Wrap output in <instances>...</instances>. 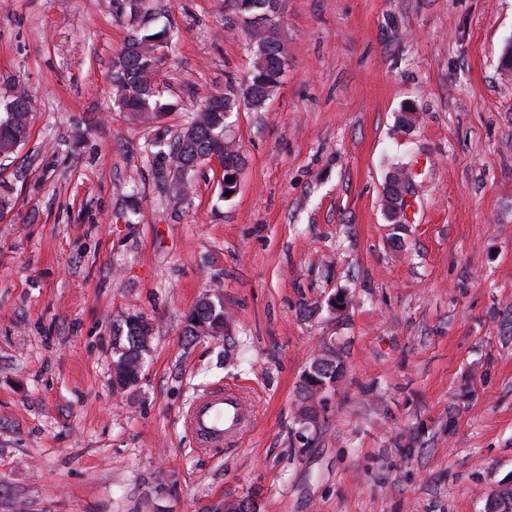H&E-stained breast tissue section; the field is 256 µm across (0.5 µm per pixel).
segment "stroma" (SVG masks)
I'll use <instances>...</instances> for the list:
<instances>
[{
  "mask_svg": "<svg viewBox=\"0 0 512 512\" xmlns=\"http://www.w3.org/2000/svg\"><path fill=\"white\" fill-rule=\"evenodd\" d=\"M144 7L177 31L157 127L112 99V0H0V105L36 103L0 161V512H486L512 486V0H283L280 82L229 117L235 194L207 161L178 206L144 147L253 46L228 0ZM213 292L223 335L186 341ZM132 314L152 338L120 393ZM330 342L343 369L305 424ZM225 386L253 423L198 447L185 415ZM319 355V367H321L322 373L316 375L318 379L326 383V386L333 385L336 383L337 375L342 367L341 356L339 355L338 352H336V348L332 345L325 346L323 348V353L319 351L314 355L308 368L305 370L304 376L311 383V387L313 388L315 398L326 389L324 383H319L318 381H316L313 378L312 374V372L316 369L318 365ZM307 379L303 378L302 385L300 386V400L301 403L303 404V406L300 408V415L303 420H311L314 419L315 417L312 406L308 404L311 397V393L310 384L307 381Z\"/></svg>",
  "mask_w": 512,
  "mask_h": 512,
  "instance_id": "stroma-1",
  "label": "stroma"
}]
</instances>
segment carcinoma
I'll return each mask as SVG.
<instances>
[{
    "label": "carcinoma",
    "mask_w": 512,
    "mask_h": 512,
    "mask_svg": "<svg viewBox=\"0 0 512 512\" xmlns=\"http://www.w3.org/2000/svg\"><path fill=\"white\" fill-rule=\"evenodd\" d=\"M283 0H230L241 27L252 29L257 23L265 24L268 35L254 45L255 61L247 81L239 86L232 83L224 89V94L210 100L204 108L194 112L176 134L174 143L164 148L160 141L149 144L152 155L153 175L157 183L171 191L172 199L182 203L190 192L191 184L187 175L212 152L220 149L224 153V166H240L242 157L238 149L224 148L226 117L238 105L258 110L268 99L270 92L279 83L285 58V46L275 18L280 8L273 4ZM156 19L150 18L140 25L139 31L130 36L126 46L116 54L112 62V92L119 108L136 115L147 125L159 123L173 104L162 101V95L153 84V75L159 59L156 48L164 43L172 46L175 34L171 27L152 26ZM6 118L0 121V157H10L28 135L30 119L34 111L33 99L24 91H19L5 106ZM126 350L130 368L128 378L113 379V385L120 388L134 387L141 377L136 361L139 358L141 336L146 327L137 323L126 324ZM185 335L200 336L224 335V304L213 295L210 301H199L187 317ZM322 372L318 379L326 385L336 383L342 367L341 356L334 346H326L320 355ZM310 384L302 380L300 400L303 406L300 415L304 420L315 417L309 404Z\"/></svg>",
    "instance_id": "1"
}]
</instances>
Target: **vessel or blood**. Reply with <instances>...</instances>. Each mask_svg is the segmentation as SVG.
Masks as SVG:
<instances>
[{
  "instance_id": "1",
  "label": "vessel or blood",
  "mask_w": 512,
  "mask_h": 512,
  "mask_svg": "<svg viewBox=\"0 0 512 512\" xmlns=\"http://www.w3.org/2000/svg\"><path fill=\"white\" fill-rule=\"evenodd\" d=\"M199 444L209 448L243 434L251 423L239 393L233 388L215 389L199 398L187 415Z\"/></svg>"
}]
</instances>
